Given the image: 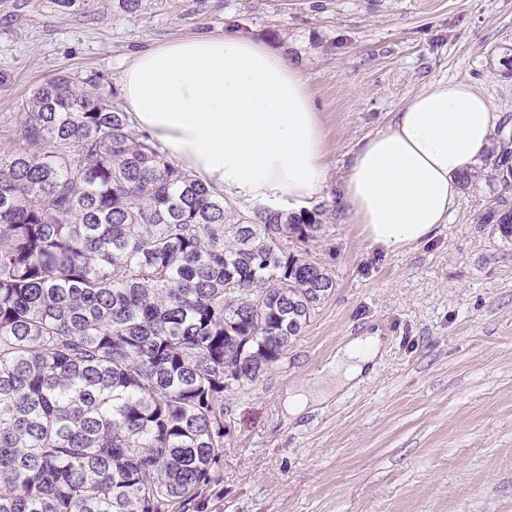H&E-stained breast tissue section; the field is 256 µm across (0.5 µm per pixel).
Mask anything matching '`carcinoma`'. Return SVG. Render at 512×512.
<instances>
[{
    "label": "carcinoma",
    "instance_id": "obj_1",
    "mask_svg": "<svg viewBox=\"0 0 512 512\" xmlns=\"http://www.w3.org/2000/svg\"><path fill=\"white\" fill-rule=\"evenodd\" d=\"M39 86L0 146V512H191L224 394L278 363L335 287L290 245L324 212L245 215L100 92ZM512 187V144L485 157ZM489 221L512 237V209Z\"/></svg>",
    "mask_w": 512,
    "mask_h": 512
}]
</instances>
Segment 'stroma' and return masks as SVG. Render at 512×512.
<instances>
[{"label": "stroma", "instance_id": "stroma-1", "mask_svg": "<svg viewBox=\"0 0 512 512\" xmlns=\"http://www.w3.org/2000/svg\"><path fill=\"white\" fill-rule=\"evenodd\" d=\"M0 0V135L58 74L105 75L124 108L133 54L232 32L303 73L327 134L323 237L310 259L335 288L287 355L227 393L229 433L203 512H512V239L483 218L512 190L480 176L431 242L373 249L339 201L351 157L438 79L473 84L512 132V0H101L58 12ZM380 352L342 391L288 411L346 342Z\"/></svg>", "mask_w": 512, "mask_h": 512}]
</instances>
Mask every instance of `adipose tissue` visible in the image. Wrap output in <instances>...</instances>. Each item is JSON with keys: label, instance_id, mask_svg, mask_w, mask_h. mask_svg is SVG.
Returning <instances> with one entry per match:
<instances>
[{"label": "adipose tissue", "instance_id": "adipose-tissue-1", "mask_svg": "<svg viewBox=\"0 0 512 512\" xmlns=\"http://www.w3.org/2000/svg\"><path fill=\"white\" fill-rule=\"evenodd\" d=\"M122 88L139 128L233 197L297 207L327 185L326 134L308 82L262 43L235 34L170 41L137 53ZM495 127L485 95L440 79L369 135L340 202L370 246L395 253L435 237ZM380 344L372 334L340 347L329 381L341 389L358 379Z\"/></svg>", "mask_w": 512, "mask_h": 512}]
</instances>
